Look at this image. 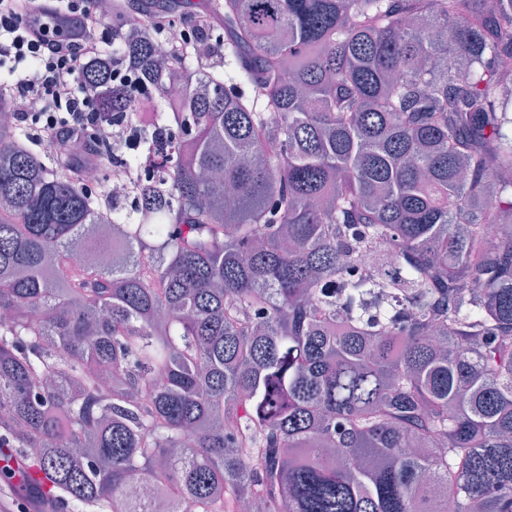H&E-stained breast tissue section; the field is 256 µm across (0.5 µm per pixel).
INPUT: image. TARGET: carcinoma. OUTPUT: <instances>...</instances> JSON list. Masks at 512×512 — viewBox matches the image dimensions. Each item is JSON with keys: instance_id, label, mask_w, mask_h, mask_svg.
Listing matches in <instances>:
<instances>
[{"instance_id": "1", "label": "carcinoma", "mask_w": 512, "mask_h": 512, "mask_svg": "<svg viewBox=\"0 0 512 512\" xmlns=\"http://www.w3.org/2000/svg\"><path fill=\"white\" fill-rule=\"evenodd\" d=\"M220 14L205 77L112 16L95 111L183 91L134 224L0 122V441L67 512H512V0Z\"/></svg>"}]
</instances>
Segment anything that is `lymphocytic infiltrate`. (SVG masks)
Listing matches in <instances>:
<instances>
[{
  "instance_id": "lymphocytic-infiltrate-1",
  "label": "lymphocytic infiltrate",
  "mask_w": 512,
  "mask_h": 512,
  "mask_svg": "<svg viewBox=\"0 0 512 512\" xmlns=\"http://www.w3.org/2000/svg\"><path fill=\"white\" fill-rule=\"evenodd\" d=\"M139 17L175 51L214 32L218 12L203 8L176 24L159 6ZM114 37L111 17L95 0H0V94L18 123H33L39 142H83L72 159L80 178L100 164L99 141L116 135L112 121L94 111L95 86L87 79L89 63Z\"/></svg>"
}]
</instances>
